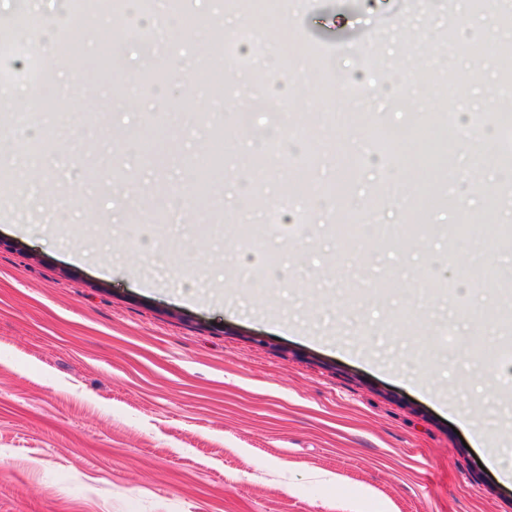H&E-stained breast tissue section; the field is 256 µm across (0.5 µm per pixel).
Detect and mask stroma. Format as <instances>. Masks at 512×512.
I'll return each instance as SVG.
<instances>
[{
  "label": "stroma",
  "mask_w": 512,
  "mask_h": 512,
  "mask_svg": "<svg viewBox=\"0 0 512 512\" xmlns=\"http://www.w3.org/2000/svg\"><path fill=\"white\" fill-rule=\"evenodd\" d=\"M500 4L294 0L244 47L250 20L228 10L217 60L207 0L187 4L196 27L167 0L141 14L114 0L121 63L74 99L62 49L98 60L99 23L70 0H0V72L24 95L0 107V171L44 158L0 195V512H349L366 486L365 512H512V482L483 465L512 464V381L484 374L512 356V247H477L512 226V204L484 208L512 175L500 142L454 139L453 163L415 181L366 136L448 105L480 131L508 85L492 63L468 82L467 44L512 43ZM138 17L153 45L129 36ZM276 33L345 87L326 98L295 70L259 75ZM217 63L235 75L220 98L195 81ZM158 66L167 89L143 90ZM386 69L431 81L397 106ZM39 72L57 111L34 109ZM259 97L287 101L308 140L273 131ZM268 130L277 148L254 150ZM215 134L224 155L203 191L194 170ZM300 176L346 189L320 206ZM351 222L361 232L340 235ZM395 362L432 372L406 383ZM464 404L471 427L495 424L488 447L457 423Z\"/></svg>",
  "instance_id": "1"
}]
</instances>
